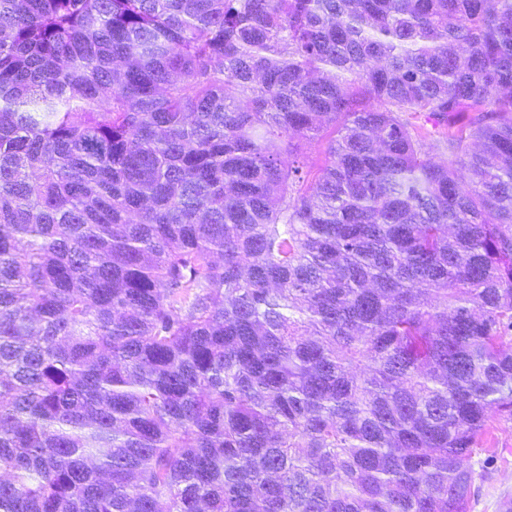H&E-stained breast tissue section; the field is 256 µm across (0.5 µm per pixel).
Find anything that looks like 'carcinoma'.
<instances>
[{
	"label": "carcinoma",
	"instance_id": "carcinoma-1",
	"mask_svg": "<svg viewBox=\"0 0 512 512\" xmlns=\"http://www.w3.org/2000/svg\"><path fill=\"white\" fill-rule=\"evenodd\" d=\"M500 421L512 0H0V512H470Z\"/></svg>",
	"mask_w": 512,
	"mask_h": 512
}]
</instances>
